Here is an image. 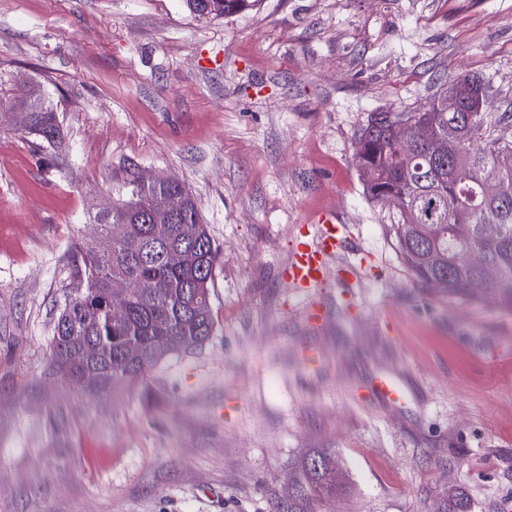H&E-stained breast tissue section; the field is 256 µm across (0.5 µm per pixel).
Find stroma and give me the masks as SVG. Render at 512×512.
<instances>
[{
  "instance_id": "1",
  "label": "stroma",
  "mask_w": 512,
  "mask_h": 512,
  "mask_svg": "<svg viewBox=\"0 0 512 512\" xmlns=\"http://www.w3.org/2000/svg\"><path fill=\"white\" fill-rule=\"evenodd\" d=\"M468 74L512 139V0H0V85L40 83L64 132L0 111V512H512V307L420 288L352 164L372 113ZM136 170L185 185L223 249L215 329L97 399L49 374V337ZM324 215L347 244L294 287ZM318 451L344 494L297 495ZM185 5L198 17H223L253 7L258 0H185Z\"/></svg>"
}]
</instances>
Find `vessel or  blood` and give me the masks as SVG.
Masks as SVG:
<instances>
[{"instance_id": "b4317fda", "label": "vessel or blood", "mask_w": 512, "mask_h": 512, "mask_svg": "<svg viewBox=\"0 0 512 512\" xmlns=\"http://www.w3.org/2000/svg\"><path fill=\"white\" fill-rule=\"evenodd\" d=\"M321 222L323 230L317 241L300 245L290 265L289 279L302 288L322 282L328 259L334 256L343 244L339 229L335 225V216H322Z\"/></svg>"}]
</instances>
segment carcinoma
<instances>
[{
  "mask_svg": "<svg viewBox=\"0 0 512 512\" xmlns=\"http://www.w3.org/2000/svg\"><path fill=\"white\" fill-rule=\"evenodd\" d=\"M258 0H185L198 17H223L244 11ZM472 88L459 77L442 84L423 112L382 111L371 114L357 133L353 164L366 195L391 208L390 225L403 264L417 283L447 284L450 297L497 294L512 303V140L491 137L493 121L485 112L468 120L448 111V99L465 100ZM0 106L20 110L22 129L47 143L62 139L59 116L41 86H0ZM414 118L431 131L430 139L413 150L402 148L396 128L400 118ZM484 143L474 148L476 142ZM126 197L112 212L96 213L99 234L74 246L70 271L84 281L79 295L67 294L58 304L49 369L62 384L70 376L88 373L96 378L89 395L108 398L120 388L143 384L150 370L165 358L204 345L215 328L210 285L222 258L195 200L181 185L161 178L147 187L128 182ZM182 196L178 220L155 208L159 196ZM496 232L488 235L485 227ZM183 246L192 259L172 266L166 250ZM479 248L502 277L481 285L483 272L465 265L457 255ZM160 278L169 288L159 295L119 299L110 282ZM301 491L333 495L343 486L328 454L305 459L296 480Z\"/></svg>",
  "mask_w": 512,
  "mask_h": 512,
  "instance_id": "cac0c4a2",
  "label": "carcinoma"
}]
</instances>
